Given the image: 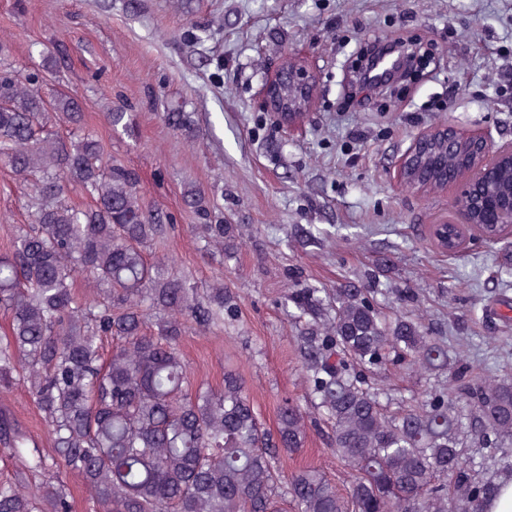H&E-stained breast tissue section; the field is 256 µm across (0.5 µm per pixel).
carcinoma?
Masks as SVG:
<instances>
[{
  "label": "carcinoma",
  "mask_w": 512,
  "mask_h": 512,
  "mask_svg": "<svg viewBox=\"0 0 512 512\" xmlns=\"http://www.w3.org/2000/svg\"><path fill=\"white\" fill-rule=\"evenodd\" d=\"M103 116L113 129L132 127L120 108ZM164 120L193 138L184 113ZM0 162L33 217L0 253V311L9 317L0 398L23 383L51 441L39 448L0 405V447L19 462L0 481V512H69L62 470L81 480L100 512H485L512 481V377L463 369L446 390L389 410L367 373L387 363L443 370L448 346L420 319L381 310L372 290L354 282L288 292L309 396L352 482L343 495L315 467L284 478L279 450L306 438L298 404L282 402L272 434L234 370L220 387L189 393L182 341L236 319L237 297L221 280L201 295L165 258L149 260L167 215L143 208L136 172L106 157L82 103L46 97L2 41ZM70 190L90 204H71ZM182 198L211 217L204 187L190 185ZM196 230L203 252L216 246L231 259L244 245L217 217ZM79 274L92 284L83 300L74 292ZM470 431L485 449L479 463L462 451Z\"/></svg>",
  "instance_id": "carcinoma-1"
}]
</instances>
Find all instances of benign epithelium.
<instances>
[{
  "label": "benign epithelium",
  "mask_w": 512,
  "mask_h": 512,
  "mask_svg": "<svg viewBox=\"0 0 512 512\" xmlns=\"http://www.w3.org/2000/svg\"><path fill=\"white\" fill-rule=\"evenodd\" d=\"M409 57L395 43L380 41L356 67V86L361 92L386 87L408 70ZM319 84L306 61L292 53L265 78L263 107L273 123L289 134L308 119ZM512 168V141L499 142L492 130L463 129L450 122L416 134L403 151L395 180L416 193L457 188L454 209L459 220L457 238L450 242L443 232L431 231L434 245L455 254L479 239L477 223L501 225L512 236V209L504 210L497 182Z\"/></svg>",
  "instance_id": "1"
}]
</instances>
